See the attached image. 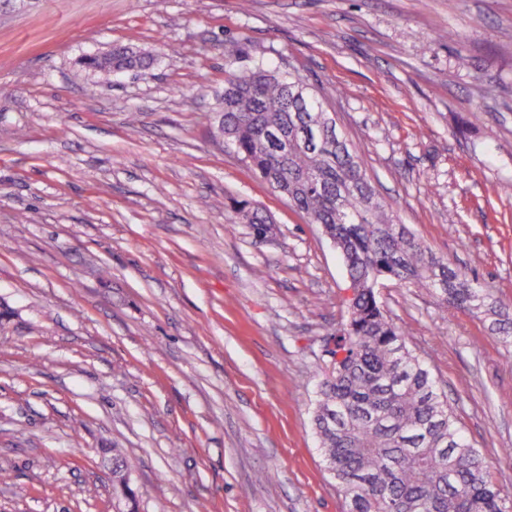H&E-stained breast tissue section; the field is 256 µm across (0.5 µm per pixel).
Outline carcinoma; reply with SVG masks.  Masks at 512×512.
<instances>
[{"instance_id":"carcinoma-1","label":"carcinoma","mask_w":512,"mask_h":512,"mask_svg":"<svg viewBox=\"0 0 512 512\" xmlns=\"http://www.w3.org/2000/svg\"><path fill=\"white\" fill-rule=\"evenodd\" d=\"M151 57L127 45L85 60L104 77L142 70ZM300 76L257 64L230 69L218 131L261 179L317 224L336 245L354 297L333 340L342 356L321 372L313 426L325 468L346 512H512V498L465 437L425 361L406 345L379 299L393 280L428 288L439 299L493 317L491 331L512 341V323L496 318L490 290L445 260L390 211L370 182L357 149L337 128L322 96ZM236 218L256 235L274 231L246 201ZM125 462L113 453L115 490L130 498Z\"/></svg>"}]
</instances>
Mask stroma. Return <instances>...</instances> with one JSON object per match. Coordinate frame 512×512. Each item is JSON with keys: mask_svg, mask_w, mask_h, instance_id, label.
Wrapping results in <instances>:
<instances>
[{"mask_svg": "<svg viewBox=\"0 0 512 512\" xmlns=\"http://www.w3.org/2000/svg\"><path fill=\"white\" fill-rule=\"evenodd\" d=\"M239 3L0 0V512H122L116 448L137 512H345L311 425L345 268L217 135L228 69L324 94L394 215L512 318V0ZM115 44L151 68L100 83ZM379 296L512 494V345ZM236 218L244 224H251L257 236L267 237L274 231L269 218L259 209L252 208L246 201H236L233 207Z\"/></svg>", "mask_w": 512, "mask_h": 512, "instance_id": "35a3bbf8", "label": "stroma"}]
</instances>
